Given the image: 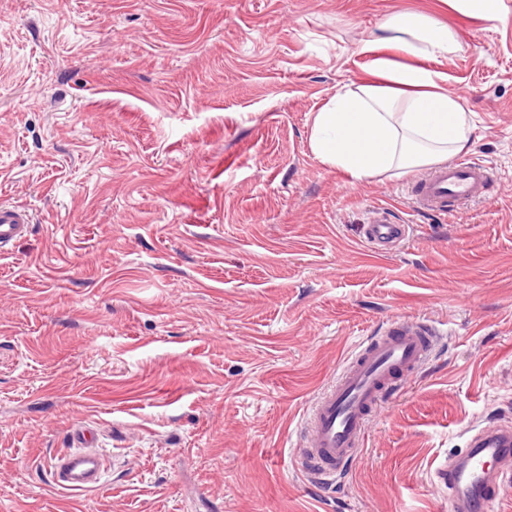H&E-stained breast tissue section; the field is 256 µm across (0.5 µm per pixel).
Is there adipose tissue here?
<instances>
[{
    "label": "adipose tissue",
    "instance_id": "adipose-tissue-1",
    "mask_svg": "<svg viewBox=\"0 0 512 512\" xmlns=\"http://www.w3.org/2000/svg\"><path fill=\"white\" fill-rule=\"evenodd\" d=\"M381 30L358 47L373 56L370 81L339 89L313 118L315 156L356 181L447 163L473 141L468 111L433 67L459 51L453 33L424 13Z\"/></svg>",
    "mask_w": 512,
    "mask_h": 512
}]
</instances>
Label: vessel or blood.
Segmentation results:
<instances>
[{"instance_id": "vessel-or-blood-1", "label": "vessel or blood", "mask_w": 512, "mask_h": 512, "mask_svg": "<svg viewBox=\"0 0 512 512\" xmlns=\"http://www.w3.org/2000/svg\"><path fill=\"white\" fill-rule=\"evenodd\" d=\"M491 181L492 173L483 162L454 161L409 186L407 194L416 209L445 214L488 200ZM30 223L27 211L1 202L0 251L25 237ZM362 234L368 244L385 250L405 240L409 227L382 216L364 225ZM434 334L432 326L413 319L388 325L382 335L362 341L308 410L298 466L324 485L341 477L363 447L370 418L382 399L398 392L428 362ZM71 440L70 448L54 457V484L72 492L97 488L105 460L96 447V432L82 425L73 430ZM509 450L512 432L485 430L458 459L438 468L452 512H486L505 481L502 474L491 473L489 461Z\"/></svg>"}]
</instances>
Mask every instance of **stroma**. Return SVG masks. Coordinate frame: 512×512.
<instances>
[{
	"mask_svg": "<svg viewBox=\"0 0 512 512\" xmlns=\"http://www.w3.org/2000/svg\"><path fill=\"white\" fill-rule=\"evenodd\" d=\"M0 0V512H448L433 477L512 427V0ZM422 10L492 198L416 211L423 170L351 181L310 147L361 41ZM412 225L389 251L377 210ZM438 330L336 486L294 462L304 413L381 326ZM104 483L50 474L74 425ZM458 12L471 14L489 26H497L505 20L503 0H442ZM31 223L27 211L9 203H0V252L25 237ZM409 229L408 224H391L383 213L373 224L364 225L362 234L365 241L375 249L387 250L405 240Z\"/></svg>",
	"mask_w": 512,
	"mask_h": 512,
	"instance_id": "35a3bbf8",
	"label": "stroma"
}]
</instances>
